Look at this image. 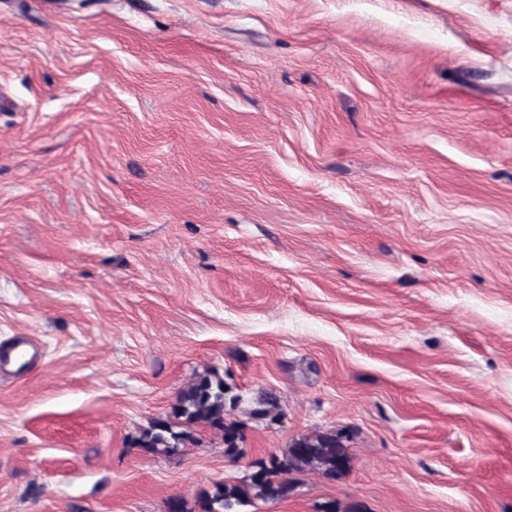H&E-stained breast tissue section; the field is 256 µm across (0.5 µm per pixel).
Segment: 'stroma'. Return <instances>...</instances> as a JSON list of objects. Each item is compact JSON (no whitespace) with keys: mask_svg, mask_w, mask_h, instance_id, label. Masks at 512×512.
I'll list each match as a JSON object with an SVG mask.
<instances>
[{"mask_svg":"<svg viewBox=\"0 0 512 512\" xmlns=\"http://www.w3.org/2000/svg\"><path fill=\"white\" fill-rule=\"evenodd\" d=\"M0 512H512V0H0ZM215 371L243 459L137 448ZM246 414L252 418L269 419L270 421L282 418L278 399L273 393H265L257 397L252 403V408ZM348 441L347 435L332 430L301 434L280 454L272 452L254 460L252 464L260 470L251 471L246 482H216L203 489L190 508L183 499H177L178 510L171 511L170 500L167 512H241L240 506L254 500H285L294 491V476L306 472H317L328 481L339 480L349 470Z\"/></svg>","mask_w":512,"mask_h":512,"instance_id":"1","label":"stroma"}]
</instances>
